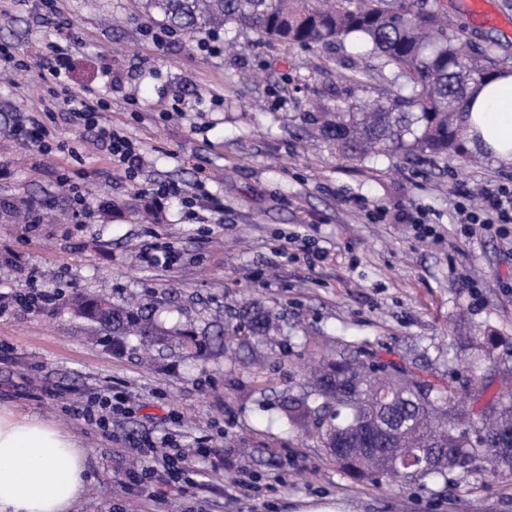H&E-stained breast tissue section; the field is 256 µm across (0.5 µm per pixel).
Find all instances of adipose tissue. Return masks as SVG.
<instances>
[{
	"instance_id": "ef3b65f1",
	"label": "adipose tissue",
	"mask_w": 512,
	"mask_h": 512,
	"mask_svg": "<svg viewBox=\"0 0 512 512\" xmlns=\"http://www.w3.org/2000/svg\"><path fill=\"white\" fill-rule=\"evenodd\" d=\"M467 144L512 165V72L496 73L466 103ZM87 460L73 438L38 415L0 406V512H71Z\"/></svg>"
}]
</instances>
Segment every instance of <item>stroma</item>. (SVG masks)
Returning <instances> with one entry per match:
<instances>
[{"label": "stroma", "mask_w": 512, "mask_h": 512, "mask_svg": "<svg viewBox=\"0 0 512 512\" xmlns=\"http://www.w3.org/2000/svg\"><path fill=\"white\" fill-rule=\"evenodd\" d=\"M464 54L487 52L512 70V26L484 22L460 0H439ZM12 28L0 44L16 61L0 65V257H13L0 294L54 295L40 313L17 307L0 316V403L36 413L70 433L88 464L74 512H301L337 503L345 512H512V473L453 470L398 487L347 477L317 438L292 432L279 405L304 369L329 351L380 353L447 340L448 329L494 336L498 370L512 368V237L465 232L455 204L478 202L512 166L481 156L456 160L391 149L354 161L318 135L309 107H332L338 93L357 103L374 95L372 78L346 86L364 69L360 47L344 41L305 49L257 34L236 53L207 55L171 34L164 46L138 0H0ZM69 32L61 84L111 105L100 120L140 148L135 180L113 170L95 132L46 112L50 48ZM39 111L48 149L16 140L11 128ZM224 209L188 212L179 197L152 198L153 184L196 191L199 175ZM85 195L82 215L74 192ZM425 209L435 235L420 236L409 215ZM164 244L178 264L153 265L143 246ZM78 294L114 301L149 299L156 320L193 329L203 350L153 349L144 366L138 341L112 339L71 308ZM280 316L283 354L225 358L219 336L245 300ZM126 394L129 413L92 429L75 407L106 390ZM171 438L204 444L200 467L218 473L199 483L153 481L163 500L145 501L129 483L144 442ZM241 478L252 488L238 486Z\"/></svg>", "instance_id": "1"}]
</instances>
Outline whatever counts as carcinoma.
<instances>
[{
  "instance_id": "cac0c4a2",
  "label": "carcinoma",
  "mask_w": 512,
  "mask_h": 512,
  "mask_svg": "<svg viewBox=\"0 0 512 512\" xmlns=\"http://www.w3.org/2000/svg\"><path fill=\"white\" fill-rule=\"evenodd\" d=\"M143 13L163 28L194 40L205 31L231 26L270 40L315 48L353 37L394 78L360 107L342 99L323 112L320 135L360 161L395 147L455 158L472 156L460 114L480 85L490 81L495 62L485 54L465 55L429 0H141ZM75 311L112 334L115 347L126 336L149 344L175 341L202 348L192 330L155 324L147 304H109L76 296ZM276 315L247 300L224 325V351H252L282 343ZM430 348L396 359L373 351L328 353L319 368L281 403L294 430L317 436L327 456L352 479L411 482L429 474L444 478L474 461L493 472H512V390L492 392L493 377L512 385V370L473 368L463 388L455 379L435 380Z\"/></svg>"
}]
</instances>
